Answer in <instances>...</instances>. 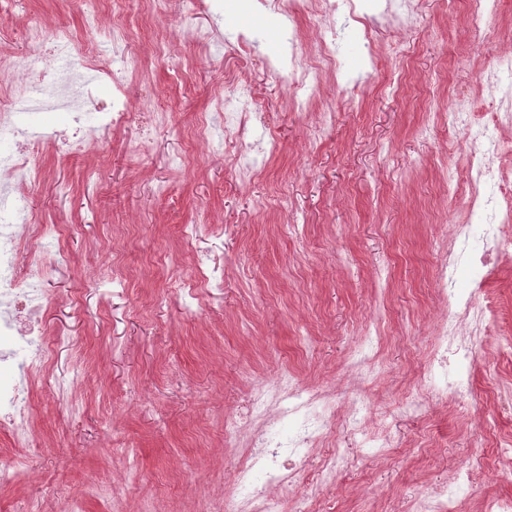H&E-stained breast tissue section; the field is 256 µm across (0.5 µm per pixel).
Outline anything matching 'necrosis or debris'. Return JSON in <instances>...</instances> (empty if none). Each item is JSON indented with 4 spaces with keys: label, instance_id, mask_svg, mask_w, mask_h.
Here are the masks:
<instances>
[{
    "label": "necrosis or debris",
    "instance_id": "obj_1",
    "mask_svg": "<svg viewBox=\"0 0 512 512\" xmlns=\"http://www.w3.org/2000/svg\"><path fill=\"white\" fill-rule=\"evenodd\" d=\"M255 7L277 14L282 22L279 56L267 60L268 70L287 92L288 107L309 112L319 99L325 77L339 67V27H360L366 43H374L382 29L406 31L415 23L414 0H253ZM306 14L318 18L315 46H308L297 29ZM103 19L96 0H88L84 26L103 37L88 49L82 69L68 64L73 55L72 35L59 28L48 31L42 20L29 21L24 37L35 46L25 62L0 52V140L13 146L0 155V426L8 427L18 452L0 461V488L14 485L23 474L27 459L21 450L28 444L33 415L29 389L33 377L43 371L53 347L42 327L45 304L43 285L55 262L51 248H30L34 238H61L63 227L36 223L27 202V190L40 181L33 160L35 142L48 141L67 156L107 139L123 127L130 115L135 82L128 67L116 61L118 49L130 33L128 23H112L102 31ZM231 85L229 97H216L213 111L198 115L199 140L213 134L216 120L224 122V144L233 151L240 179L255 171L250 156L262 116L255 110V93L249 84L225 75ZM111 85L112 95L99 97L102 85ZM480 96L487 100V113L476 112L468 100L451 101L437 113V121L464 130L481 143L479 160L467 165L470 213H489L491 244L473 262L471 276L476 288L460 294L452 286L455 260L444 250L436 298L441 313L433 328L431 368L442 373L455 365L453 377H443L430 390L438 403L462 396L469 385L464 365L484 346L494 320V306L484 293L493 269L502 255L504 233L512 232V174H499L494 160L501 143L498 127L512 125V79L501 67L483 70L477 80ZM36 105L47 114L61 113L66 126L34 130L19 119L24 106ZM95 112L94 126L82 122L86 112ZM246 422L234 419L224 424V444L239 451L233 472L238 489L226 512H317L311 497L292 496L303 478L309 448L317 446L334 417L335 396L330 392L304 391L288 374L256 382L249 391ZM288 424L292 430L274 438L272 427Z\"/></svg>",
    "mask_w": 512,
    "mask_h": 512
}]
</instances>
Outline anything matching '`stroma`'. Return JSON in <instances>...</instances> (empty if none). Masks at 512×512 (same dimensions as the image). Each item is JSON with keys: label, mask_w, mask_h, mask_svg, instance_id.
<instances>
[{"label": "stroma", "mask_w": 512, "mask_h": 512, "mask_svg": "<svg viewBox=\"0 0 512 512\" xmlns=\"http://www.w3.org/2000/svg\"><path fill=\"white\" fill-rule=\"evenodd\" d=\"M85 9V0H18L0 17V40L24 60L34 49L23 29L40 19L71 31L83 61L93 39ZM119 9L138 17L122 46L137 75L126 126L75 157L35 150L43 179L29 191L34 213L67 233L46 284L43 328L55 350L30 389L28 469L0 489V512H28L34 501L65 512L75 500L82 512H110L111 502L95 494L107 486L125 512H211L232 494L225 419L242 414L253 379L285 370L304 389L336 395V418L307 468L336 448L349 465L322 491L319 512H405L433 482L447 484L464 512H480L483 495H512V482L494 477L479 494L454 482L462 467L493 463L512 438V357L488 341L463 398H429L439 255L453 249V286L469 292V260L487 226L473 220L466 239L454 238L463 203L444 187L446 169L463 179L480 144L460 129L424 127L427 113L473 93L479 73L512 47V0L478 28L464 7L420 0L411 30L376 41V74L360 104L350 105L330 75L306 115L289 110L264 66L281 51L277 18L225 12L224 34L259 38L245 61L186 41L183 30L207 26L209 17L184 0H169L165 20L138 0H121ZM184 59L196 70L183 82L169 64ZM227 71L252 86L279 142L248 181L237 178L225 149L210 154L197 142L196 115L212 109L213 83ZM146 105L162 115L148 130ZM327 108L334 122L316 130ZM140 140L146 149L136 158L127 146ZM185 224L198 232L185 236ZM215 265L222 287L193 289L195 269ZM487 289L498 309L495 332L512 333V257ZM368 325L383 339L381 371L358 382L345 363ZM64 376L75 382L61 392ZM359 397L370 423L387 424L398 442L386 456L347 432L346 409ZM409 397L424 401L422 412L401 413Z\"/></svg>", "instance_id": "stroma-1"}]
</instances>
